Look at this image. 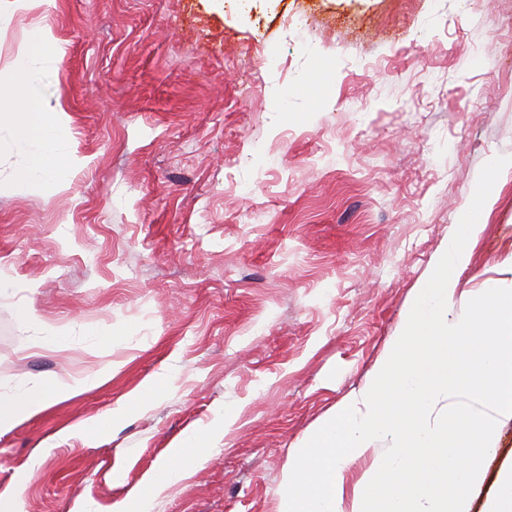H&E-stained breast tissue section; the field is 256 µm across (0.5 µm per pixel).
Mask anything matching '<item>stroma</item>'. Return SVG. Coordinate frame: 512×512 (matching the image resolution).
<instances>
[{"label":"stroma","mask_w":512,"mask_h":512,"mask_svg":"<svg viewBox=\"0 0 512 512\" xmlns=\"http://www.w3.org/2000/svg\"><path fill=\"white\" fill-rule=\"evenodd\" d=\"M512 0H55L0 9V397L103 375L0 432L9 512H113L187 431L235 423L147 512H278L512 156ZM53 66L18 85L25 46ZM77 158L24 176L28 94ZM459 293L512 283V169ZM83 337L56 342L70 329ZM98 422L95 433L80 425ZM470 494L512 463V421ZM122 472L123 483L112 480Z\"/></svg>","instance_id":"1"}]
</instances>
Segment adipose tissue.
Here are the masks:
<instances>
[{"label":"adipose tissue","instance_id":"obj_1","mask_svg":"<svg viewBox=\"0 0 512 512\" xmlns=\"http://www.w3.org/2000/svg\"><path fill=\"white\" fill-rule=\"evenodd\" d=\"M29 118L25 120L21 131L24 138L36 145L27 178L33 182L49 181L57 186H64L66 176L74 163L72 152L66 151L69 139L68 128L57 119H44L37 115L36 100H29L24 107ZM234 424L233 417H225L222 427L200 431H188L173 448L164 477L148 482L141 494L143 502H150L155 493L184 478L188 470L201 463L210 449L220 443Z\"/></svg>","mask_w":512,"mask_h":512}]
</instances>
